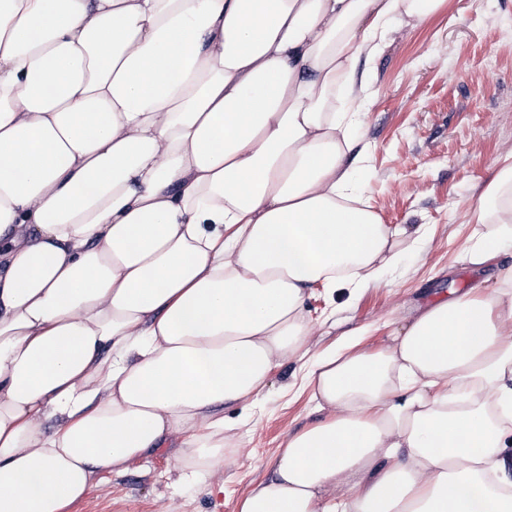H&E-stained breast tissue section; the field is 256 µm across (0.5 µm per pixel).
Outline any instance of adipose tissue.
<instances>
[{"mask_svg": "<svg viewBox=\"0 0 512 512\" xmlns=\"http://www.w3.org/2000/svg\"><path fill=\"white\" fill-rule=\"evenodd\" d=\"M443 0H0V512H68L174 449L217 479L225 406L309 343L314 284L382 283L422 229L358 200L354 71ZM473 268L512 248V161ZM314 356L323 420L240 512H512V268L380 352Z\"/></svg>", "mask_w": 512, "mask_h": 512, "instance_id": "1", "label": "adipose tissue"}]
</instances>
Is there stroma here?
<instances>
[{
    "mask_svg": "<svg viewBox=\"0 0 512 512\" xmlns=\"http://www.w3.org/2000/svg\"><path fill=\"white\" fill-rule=\"evenodd\" d=\"M357 77L367 94L350 106L370 146L355 171L361 199L390 227L424 226L427 242L357 295L309 288L314 354L358 332L362 350L380 351L419 308L478 280L495 287L498 270L512 267V251L480 271L463 259L476 193L512 156V0H447L427 22L395 24L380 53L359 61ZM302 376L300 361H288L255 403L225 409L226 433L241 452L224 463L223 490L181 479L173 449L163 448L124 476L103 475L71 512H155L160 499L179 512H239L253 485L271 475L288 434L321 418Z\"/></svg>",
    "mask_w": 512,
    "mask_h": 512,
    "instance_id": "1",
    "label": "stroma"
}]
</instances>
